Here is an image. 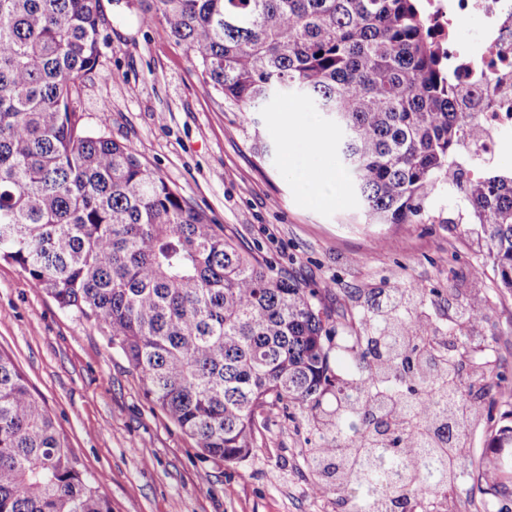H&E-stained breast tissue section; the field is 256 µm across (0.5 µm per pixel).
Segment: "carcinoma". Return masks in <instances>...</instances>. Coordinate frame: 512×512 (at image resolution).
Listing matches in <instances>:
<instances>
[{
    "mask_svg": "<svg viewBox=\"0 0 512 512\" xmlns=\"http://www.w3.org/2000/svg\"><path fill=\"white\" fill-rule=\"evenodd\" d=\"M155 16L226 106L298 95L321 112L367 224H424L448 192L483 272L512 294V175L486 176L480 131L421 0H152ZM100 0H0V259L62 309L95 322L145 394L201 453L252 454L258 414L300 417L318 447L317 494L352 512H415L468 468L462 429L480 415L456 352L417 315L426 288L368 295L340 336L331 288L284 276L212 224L129 144L93 135L78 105L99 66ZM351 358L357 371L336 373ZM478 490L512 512V410ZM0 512H112L46 403L0 353Z\"/></svg>",
    "mask_w": 512,
    "mask_h": 512,
    "instance_id": "1",
    "label": "carcinoma"
}]
</instances>
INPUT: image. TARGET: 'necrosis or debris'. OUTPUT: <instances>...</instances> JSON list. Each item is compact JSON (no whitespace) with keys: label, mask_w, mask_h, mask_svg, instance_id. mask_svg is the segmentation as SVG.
<instances>
[{"label":"necrosis or debris","mask_w":512,"mask_h":512,"mask_svg":"<svg viewBox=\"0 0 512 512\" xmlns=\"http://www.w3.org/2000/svg\"><path fill=\"white\" fill-rule=\"evenodd\" d=\"M435 30L450 34L448 59L461 93L459 109L477 114L481 151L494 159L512 149V0H426ZM478 22L470 39H454L457 27Z\"/></svg>","instance_id":"1"}]
</instances>
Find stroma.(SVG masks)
Returning a JSON list of instances; mask_svg holds the SVG:
<instances>
[{
    "instance_id": "1",
    "label": "stroma",
    "mask_w": 512,
    "mask_h": 512,
    "mask_svg": "<svg viewBox=\"0 0 512 512\" xmlns=\"http://www.w3.org/2000/svg\"><path fill=\"white\" fill-rule=\"evenodd\" d=\"M101 5L105 76L85 89L87 129L130 144L245 249L311 287L333 285L325 302L344 313L355 312L369 292L411 284L437 289L429 312L442 322L457 308L485 307L464 379L494 413L512 404V295L493 277L472 279L474 248L462 228L447 225V194L431 202L434 224L361 223L359 204L346 193L337 204L312 206L282 164L255 149L260 141L314 152L296 124L307 104L280 96L257 114L230 110L201 93L195 64L142 0ZM0 351L45 401L112 512H336L332 497L312 491L307 456L314 438L304 421L271 411L245 461L204 458L146 396L138 372L97 324L60 308L3 260ZM480 363L506 382L485 388Z\"/></svg>"
}]
</instances>
